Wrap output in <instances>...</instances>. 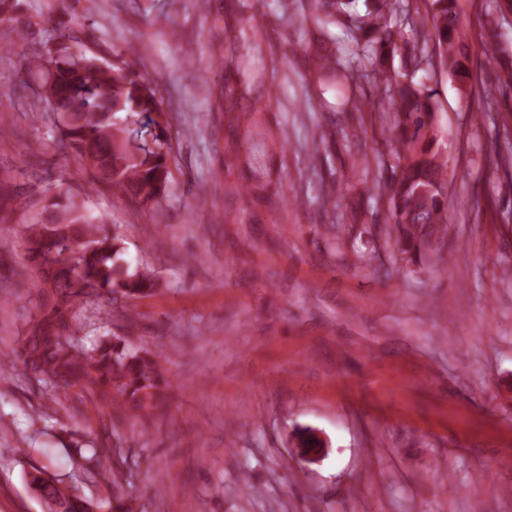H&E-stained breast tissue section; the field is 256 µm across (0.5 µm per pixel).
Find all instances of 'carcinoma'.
Wrapping results in <instances>:
<instances>
[{
	"mask_svg": "<svg viewBox=\"0 0 512 512\" xmlns=\"http://www.w3.org/2000/svg\"><path fill=\"white\" fill-rule=\"evenodd\" d=\"M354 0H313L317 24H342L361 53L341 59L321 57L317 80L340 78L354 64H370L381 74L379 89L393 105L390 140L397 164L384 183L367 187L387 201L389 219L385 244L410 261L427 257L434 248L442 255L447 238L448 159L444 156L437 124L435 91L415 81L417 69L405 63L410 45L401 32L408 13H399V0H373L360 15L350 11ZM430 24L442 67L458 83L469 77L467 33L457 0H430ZM71 27L60 28V46L28 60V72L45 86L44 103L62 115L57 124L59 142L74 158L87 157L116 145L112 171L102 178L140 205L163 199L169 183V152L160 103L154 89L128 62L104 67L92 63L80 48H72ZM487 50L499 70V92L512 91V53L499 48L494 37ZM403 63L395 68V58ZM23 259L38 273V291L32 315L9 365L20 364L41 374L52 387H73L98 393L112 408V424L127 417L146 416L159 407L160 366L163 355L130 347L123 336H105L85 352L71 340H62L81 306L91 298L120 294L128 299L151 295L154 275L130 270L123 259L122 238L109 234L102 222L79 207L69 192H51L39 217L25 225ZM86 469L95 473L100 458L121 455L105 446L88 449ZM27 485L42 501L44 512H81L87 499L67 493L51 481L43 467L26 474ZM102 512H132L123 496L98 502Z\"/></svg>",
	"mask_w": 512,
	"mask_h": 512,
	"instance_id": "1",
	"label": "carcinoma"
}]
</instances>
